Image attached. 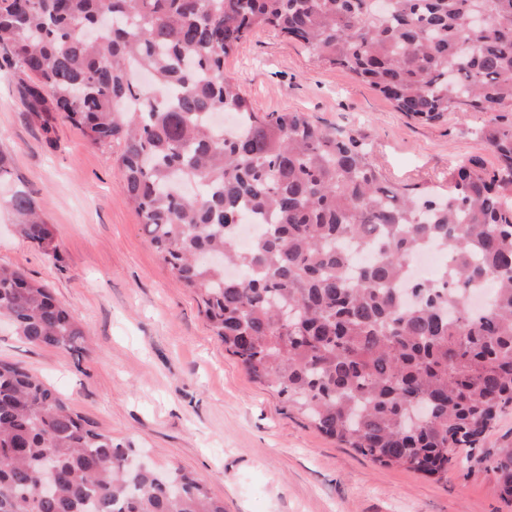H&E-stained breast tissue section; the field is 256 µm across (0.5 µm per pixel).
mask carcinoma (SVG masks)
I'll use <instances>...</instances> for the list:
<instances>
[{"label": "carcinoma", "mask_w": 512, "mask_h": 512, "mask_svg": "<svg viewBox=\"0 0 512 512\" xmlns=\"http://www.w3.org/2000/svg\"><path fill=\"white\" fill-rule=\"evenodd\" d=\"M484 23H471L473 14ZM272 28L425 123L493 115L497 164L448 165V192L398 190L353 135L302 112L260 115L224 56ZM44 130L60 115L92 145H123L124 192L224 349L321 433L383 467L443 480L512 407V0H0V74ZM230 112L231 129L210 117ZM18 234L55 251L34 199ZM267 220L254 245L237 228ZM353 250L377 259L357 275ZM446 268L411 281L425 245ZM492 290L489 306L465 294ZM0 317L36 347L77 351L85 329L0 266ZM66 398L0 361V512H224L200 480L129 468ZM59 481L37 496L46 465ZM512 499V448L492 460Z\"/></svg>", "instance_id": "1"}]
</instances>
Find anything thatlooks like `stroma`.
<instances>
[{"label":"stroma","mask_w":512,"mask_h":512,"mask_svg":"<svg viewBox=\"0 0 512 512\" xmlns=\"http://www.w3.org/2000/svg\"><path fill=\"white\" fill-rule=\"evenodd\" d=\"M224 73L257 112H302L356 134L389 184L444 191L449 163L493 166L480 112L423 124L396 111L353 73L323 64L270 28L224 58ZM15 75H0V265L50 288L83 325L81 351L30 345L0 323V360L62 392L114 441L159 467L202 479L224 512H512L496 474L453 468L437 482L382 467L321 434L274 387L253 381L181 288L122 191L120 144L90 145L59 118L51 132L27 112ZM25 188L54 231L44 254L15 231L4 203Z\"/></svg>","instance_id":"35a3bbf8"}]
</instances>
